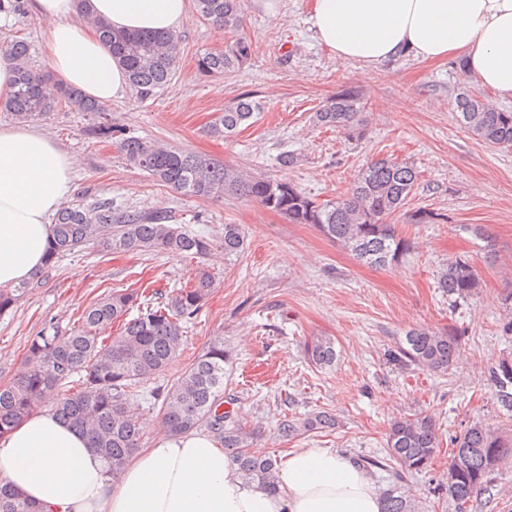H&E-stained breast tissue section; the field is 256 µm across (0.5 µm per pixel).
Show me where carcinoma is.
I'll list each match as a JSON object with an SVG mask.
<instances>
[{
  "mask_svg": "<svg viewBox=\"0 0 512 512\" xmlns=\"http://www.w3.org/2000/svg\"><path fill=\"white\" fill-rule=\"evenodd\" d=\"M194 2L197 13L218 28L236 30L242 23L243 0ZM93 24L100 41L123 66L129 86L140 100L151 98L171 81L181 51L175 33L116 30L99 19ZM253 51L251 39L236 35L224 43V48L205 53L198 67L209 76L231 74L250 60ZM6 52L15 61L16 77L5 108L17 122L49 113L60 100L78 112H104L103 105L71 88H59L55 97L48 94L46 79L32 64L25 42H10ZM455 104L462 124L474 137L489 145L512 146L511 110L472 92L459 93ZM261 109L259 101L237 97L208 126V132L227 137ZM316 120L351 140L362 138L368 126L361 99L352 90L341 91L321 107ZM101 134L118 138V147L130 165L185 196L219 200L232 194L255 201L285 215L292 224L314 225L323 236L371 267L397 264L410 248L398 225L389 222L417 185L419 172L410 165L390 158L374 159L360 170L342 197L318 202L290 184L163 146L123 128L103 127ZM90 244L107 252H162L188 258H201L212 247L209 239L187 231L166 212L130 210L109 198H97L87 204L75 201L57 211L46 265ZM244 245L242 226L224 225V255H238ZM478 286L465 259L449 263L438 278V287L452 303L467 299ZM28 288L30 284L21 283L0 289V313L11 309ZM211 288L213 276L199 268L191 286L176 287L155 303L141 298L136 290L114 289L86 306L72 327L62 331L50 325L40 330L28 341L32 367L14 381L0 385V436L51 399L53 413L87 435L112 470V477L119 478L140 448L143 435L133 405L137 382L145 375L164 372L177 358L183 325L198 314ZM115 323L119 324L116 336L107 341L97 336L96 329ZM306 354L320 368L336 361L334 345L326 338L308 342ZM402 355L418 367L446 372L459 360L461 343L451 330L412 329L406 333ZM225 362L224 343L217 342L169 387L156 389L154 399L160 402L162 424L174 435L196 429L208 431L224 447L244 480L275 493L277 457L250 454L247 432L236 416L221 410ZM493 380L501 402L512 408V365L501 364ZM335 425L334 416L319 411L303 420L284 416L276 430L283 438H294ZM453 445L446 493L458 512H466V505L492 472L512 457V441L473 424L453 439ZM438 448L439 437L431 417H401L390 424L387 456L402 469L423 471ZM383 499L385 512H418L415 502L396 487L388 489ZM0 512H42V508L0 483Z\"/></svg>",
  "mask_w": 512,
  "mask_h": 512,
  "instance_id": "1",
  "label": "carcinoma"
}]
</instances>
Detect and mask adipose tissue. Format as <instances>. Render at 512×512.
<instances>
[{"mask_svg": "<svg viewBox=\"0 0 512 512\" xmlns=\"http://www.w3.org/2000/svg\"><path fill=\"white\" fill-rule=\"evenodd\" d=\"M45 25L50 66L63 85L107 104L128 89L122 66L87 12L124 31L168 32L188 0H26ZM311 26L342 62L402 55L462 59L467 74L512 99V0H312ZM77 156L37 129L0 125V288L39 273L51 218L74 190ZM0 481L43 512H383L362 467L328 448L289 451L277 493L243 481L213 438L160 431L120 479L79 431L53 413L24 417L0 438Z\"/></svg>", "mask_w": 512, "mask_h": 512, "instance_id": "adipose-tissue-1", "label": "adipose tissue"}]
</instances>
